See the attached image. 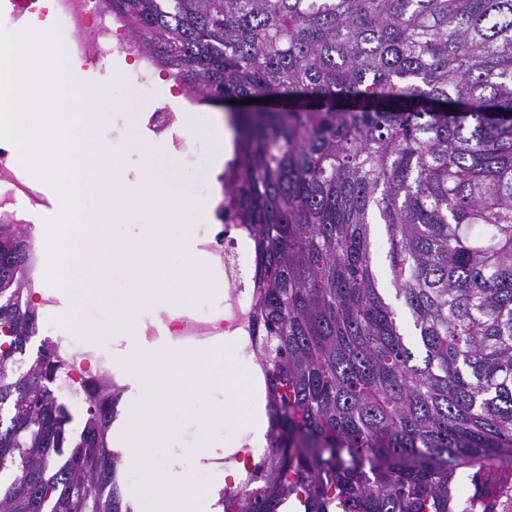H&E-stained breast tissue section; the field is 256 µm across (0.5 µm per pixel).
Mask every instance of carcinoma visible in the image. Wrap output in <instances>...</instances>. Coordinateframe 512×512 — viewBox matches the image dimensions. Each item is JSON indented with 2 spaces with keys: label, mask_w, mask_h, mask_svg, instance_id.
Masks as SVG:
<instances>
[{
  "label": "carcinoma",
  "mask_w": 512,
  "mask_h": 512,
  "mask_svg": "<svg viewBox=\"0 0 512 512\" xmlns=\"http://www.w3.org/2000/svg\"><path fill=\"white\" fill-rule=\"evenodd\" d=\"M240 128L219 218L249 226L270 452L224 512H512V0H105ZM395 299L378 288L372 215ZM0 223V512H132L123 390L67 361ZM467 467L469 490L457 472Z\"/></svg>",
  "instance_id": "carcinoma-1"
}]
</instances>
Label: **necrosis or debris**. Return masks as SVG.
I'll return each instance as SVG.
<instances>
[{
  "mask_svg": "<svg viewBox=\"0 0 512 512\" xmlns=\"http://www.w3.org/2000/svg\"><path fill=\"white\" fill-rule=\"evenodd\" d=\"M30 21H41L45 7H52L61 25L70 30L73 39L68 46L72 59L102 64L116 56L134 58L138 64L136 77L145 97H152L155 65L147 54L135 49L123 30L121 21L110 15L104 0H24ZM148 128L158 137L169 140L174 150L192 156L196 141L184 129L174 104H153L148 116ZM45 192L33 183L17 164L10 144L0 143V223L16 224L29 230V214L50 209ZM195 248L206 267L224 281L221 304L200 314L186 310L178 317L168 314L144 316L139 325L143 342L151 344L169 340L181 348L207 345L211 340L225 337L233 341L238 353L253 352L251 287L257 257L244 227L225 221L221 224H202L195 236ZM42 325L62 354L70 358V369L61 392L68 400H76L82 384L89 378L115 382L119 371L110 356L100 351L74 352V342L66 327L55 323L52 310L54 298L42 299Z\"/></svg>",
  "mask_w": 512,
  "mask_h": 512,
  "instance_id": "1",
  "label": "necrosis or debris"
}]
</instances>
